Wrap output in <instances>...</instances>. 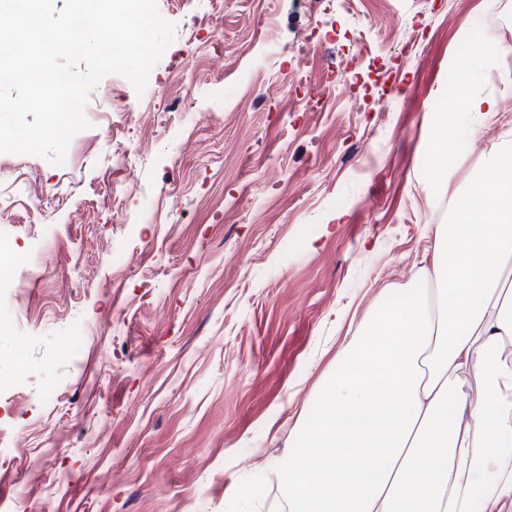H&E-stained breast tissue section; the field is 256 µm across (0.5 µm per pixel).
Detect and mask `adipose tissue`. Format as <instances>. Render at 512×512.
I'll return each instance as SVG.
<instances>
[{
  "instance_id": "1",
  "label": "adipose tissue",
  "mask_w": 512,
  "mask_h": 512,
  "mask_svg": "<svg viewBox=\"0 0 512 512\" xmlns=\"http://www.w3.org/2000/svg\"><path fill=\"white\" fill-rule=\"evenodd\" d=\"M466 194L433 287L378 303L324 379L281 512H512V149Z\"/></svg>"
}]
</instances>
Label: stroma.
I'll return each mask as SVG.
<instances>
[{"label":"stroma","mask_w":512,"mask_h":512,"mask_svg":"<svg viewBox=\"0 0 512 512\" xmlns=\"http://www.w3.org/2000/svg\"><path fill=\"white\" fill-rule=\"evenodd\" d=\"M157 9L175 39L144 93L103 78L64 166L0 154L25 258L0 264V512H275L347 337L418 287L432 226L512 142V0ZM467 58L484 122L448 86ZM324 62L359 94L310 84Z\"/></svg>","instance_id":"stroma-1"}]
</instances>
